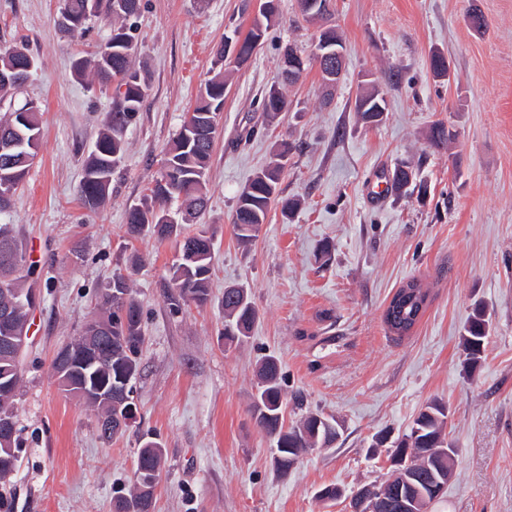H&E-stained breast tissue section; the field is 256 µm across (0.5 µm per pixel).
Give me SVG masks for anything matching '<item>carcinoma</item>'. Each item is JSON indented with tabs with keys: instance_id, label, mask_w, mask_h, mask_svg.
Masks as SVG:
<instances>
[{
	"instance_id": "obj_1",
	"label": "carcinoma",
	"mask_w": 512,
	"mask_h": 512,
	"mask_svg": "<svg viewBox=\"0 0 512 512\" xmlns=\"http://www.w3.org/2000/svg\"><path fill=\"white\" fill-rule=\"evenodd\" d=\"M60 14L72 19L63 32L75 36L83 33L86 24L100 15L110 16L117 24L105 47L108 53H99L93 62L77 59L74 72L84 78L93 74L98 85L108 86L117 82L116 94L112 97V108L107 113L105 128L87 155L83 176L78 185L79 200L94 208L108 196L112 173L125 152L124 134L136 119L145 98L148 85L145 78L132 66L135 42V26L132 19L140 10V0H96V9L87 10L91 0H61ZM276 12L262 14L254 20L243 38L240 57L248 59L261 44L275 20ZM10 61L24 77H29L36 67L35 57L17 47H0V66ZM217 71L205 81L196 97L190 122L181 125L172 140L160 176L155 180L144 200L127 211V233L138 237L151 233L160 240L175 239L178 257L170 268L169 301L173 310L179 311L191 303L203 305L208 302L209 281L212 272L213 237L205 228L194 232L185 231V225L197 223L207 205L206 181L215 136L212 135L211 120L224 108V45L214 53ZM28 102L9 103L0 117V139L10 138L17 143L15 156L36 154L41 135L40 108L25 111ZM260 106L271 118L288 108V100L282 84L272 85L264 94ZM452 133L442 122L432 124L429 141L436 148H446ZM291 150L284 143L277 154V161L261 169L240 191L233 213L236 238L243 245L255 240L266 224L272 207L281 205L283 217H289L299 206L297 199H282L277 186L284 160ZM30 164L17 161L7 170L8 181L15 187L25 179ZM406 165L394 168L390 186L398 197L413 192V183L407 179ZM179 202V219L169 218L168 202ZM37 281L33 265L26 264L19 248L14 225L0 224V311L16 300V292L25 287L27 281ZM120 284V295L110 293L115 284ZM245 288L224 289V343L240 344L257 321V311L251 298L243 297ZM428 294L422 284L411 279L392 296L384 323L393 330L414 310H419ZM112 323V336L124 340L125 349L109 351L107 344L99 342L88 354L85 368L87 377L77 376L74 383L88 380L121 388L126 381H133L140 371L141 354L145 343L143 313L133 297L129 277L111 281L99 294L98 313L89 323L100 321ZM490 321L486 310L477 305L463 326L460 346L465 356L466 368L475 372L481 365ZM258 389L253 397L251 411L259 429L273 443L272 462L276 471L286 474L299 456L311 448H328L341 436L338 421L320 412L307 411L291 426H285L284 390L281 366L273 355L266 356L258 367ZM22 382V362L12 353L0 348V413L15 412V400ZM448 408L438 402L426 405L413 419L408 431L393 441L385 437L376 439L375 447H388V457L407 455L410 459L407 482L385 479L382 483L364 487L377 497H383L384 512H396L394 505L398 496L411 499H426L434 504L442 499L436 489L448 486L453 475L455 451L448 446L446 429ZM165 458L162 444L158 441L144 442L137 453L136 469L131 488L115 497L112 512H153L156 486L145 482L147 472L163 471Z\"/></svg>"
}]
</instances>
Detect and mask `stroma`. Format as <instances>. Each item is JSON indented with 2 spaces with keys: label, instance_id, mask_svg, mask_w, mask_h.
<instances>
[{
  "label": "stroma",
  "instance_id": "obj_1",
  "mask_svg": "<svg viewBox=\"0 0 512 512\" xmlns=\"http://www.w3.org/2000/svg\"><path fill=\"white\" fill-rule=\"evenodd\" d=\"M60 6L0 0V46L37 59L21 96L39 103L42 122L37 157L7 216L39 272L15 401L22 446L9 512H112L147 436L165 456L156 512H348V496L387 472L375 437L404 433L432 402L448 407L456 450L455 475L432 512H512V0H331L319 23L302 19L297 0H278L267 39L227 76L199 218L213 235L211 299L178 312L167 299L175 241L130 238L126 213L148 194L216 46L248 32L258 2L142 0L132 60L149 91L109 194L93 210L77 187L114 89L78 79L73 62L95 59L112 21L92 19L68 37ZM473 11L484 16L483 31L469 25ZM325 26L345 43L341 81L327 88L309 66L286 89L287 111L267 120L260 102L284 47L312 50ZM436 50L450 80L429 67ZM371 84L388 102L374 126L355 111L359 89ZM438 120L454 135L441 150L426 138ZM284 142L291 150L279 195L301 205L287 219L272 209L259 237L241 245L231 223L236 198ZM400 162L413 165L426 200L390 194L370 203L368 191ZM117 272L129 275L142 305L146 342L136 419L109 442L96 411L59 390L51 364ZM413 278L429 301L399 338L384 309ZM228 286L247 288L258 312L249 339L231 347L220 337ZM478 303L491 327L471 374L459 343ZM268 354L281 362L287 422L299 417V399L342 428L333 447L306 451L284 475L250 413L256 366ZM329 484L342 500L315 499Z\"/></svg>",
  "mask_w": 512,
  "mask_h": 512
}]
</instances>
